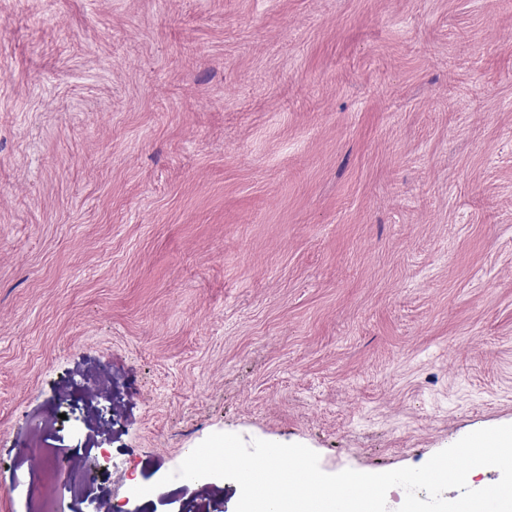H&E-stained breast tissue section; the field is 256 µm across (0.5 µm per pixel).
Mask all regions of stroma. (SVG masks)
Wrapping results in <instances>:
<instances>
[{
  "instance_id": "35a3bbf8",
  "label": "stroma",
  "mask_w": 512,
  "mask_h": 512,
  "mask_svg": "<svg viewBox=\"0 0 512 512\" xmlns=\"http://www.w3.org/2000/svg\"><path fill=\"white\" fill-rule=\"evenodd\" d=\"M506 424L512 0H0V512H235L163 481L215 432L378 473Z\"/></svg>"
}]
</instances>
